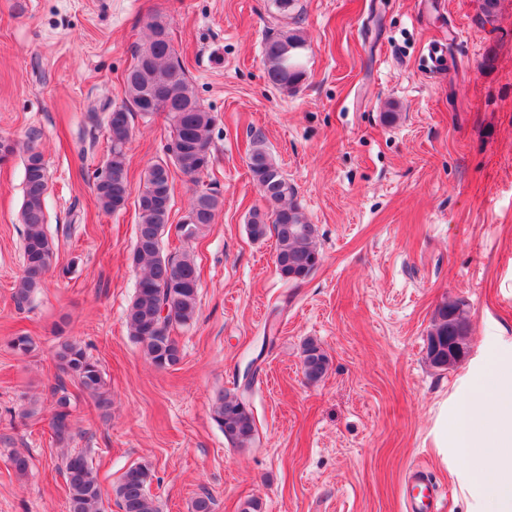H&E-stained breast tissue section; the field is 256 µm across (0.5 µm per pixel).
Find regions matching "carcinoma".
I'll list each match as a JSON object with an SVG mask.
<instances>
[{
	"label": "carcinoma",
	"mask_w": 512,
	"mask_h": 512,
	"mask_svg": "<svg viewBox=\"0 0 512 512\" xmlns=\"http://www.w3.org/2000/svg\"><path fill=\"white\" fill-rule=\"evenodd\" d=\"M149 34L136 53V62L124 81L125 101L106 115L110 153L105 174L95 184L99 208L116 213L132 195L128 178L127 145L132 138L135 113L144 116L164 112L170 121L167 159L150 165L144 173L143 191L136 205L139 220L131 260L141 275L135 295L127 309L126 324L131 338L140 345L145 358L158 370L176 367L181 350L172 337L179 327L192 325L198 314L200 274L190 254L179 259L161 253V238L169 223L173 181L170 166H175L193 183L201 182L213 165L210 137L214 118L200 104L194 87L168 36L167 23L154 16L147 23ZM305 39L296 29L267 36L263 62L268 80L281 91L295 90L306 77L299 50ZM24 189L20 211L24 226L22 242L23 269L16 281L13 297L18 307L31 301L43 287L51 269L56 249L45 224L48 172L41 151L33 144L24 151ZM247 167L257 185L264 207L249 212L247 230L254 240L274 233L275 263L288 280L302 282L318 267L320 253L314 225L294 201L295 189L288 182L263 138L256 136L247 155ZM221 204L213 191L201 190L193 196L187 218L188 230L175 225V234L192 241L209 224ZM168 309L161 317L162 309ZM448 301L434 310L426 336V360L438 369L448 366ZM302 368L310 382H319L327 374L329 361L314 340L303 345ZM61 375L52 389L51 425L57 443L72 439L73 402L66 380L87 393L100 409L110 405L103 373L85 346L71 339L61 341L55 351ZM250 378L238 386V393H218L213 404V419L224 432V439L234 448H251L257 443L258 430L245 393ZM62 473L68 490L69 512H107L105 495L97 472L83 452L65 456ZM153 474L146 464L128 468L113 486V494L122 512H159L150 495Z\"/></svg>",
	"instance_id": "cac0c4a2"
}]
</instances>
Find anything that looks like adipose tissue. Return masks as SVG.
Masks as SVG:
<instances>
[{"instance_id": "obj_1", "label": "adipose tissue", "mask_w": 512, "mask_h": 512, "mask_svg": "<svg viewBox=\"0 0 512 512\" xmlns=\"http://www.w3.org/2000/svg\"><path fill=\"white\" fill-rule=\"evenodd\" d=\"M437 446L453 453L486 503L512 512V354H490L472 388L449 410Z\"/></svg>"}]
</instances>
